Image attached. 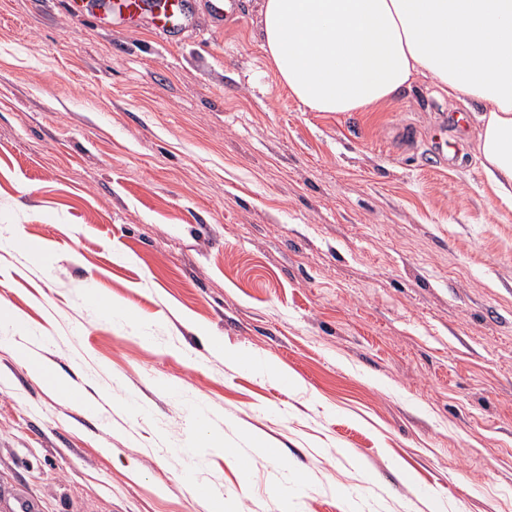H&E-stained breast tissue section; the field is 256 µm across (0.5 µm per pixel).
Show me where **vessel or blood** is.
<instances>
[{
  "label": "vessel or blood",
  "mask_w": 512,
  "mask_h": 512,
  "mask_svg": "<svg viewBox=\"0 0 512 512\" xmlns=\"http://www.w3.org/2000/svg\"><path fill=\"white\" fill-rule=\"evenodd\" d=\"M241 0H208L205 19L215 26L240 14ZM72 16H91L103 27L115 22L128 25L147 20L151 28L170 42L182 41L189 31L196 29L199 18L193 0H96L88 7L85 0H71ZM0 512H41L38 499L11 488H0Z\"/></svg>",
  "instance_id": "vessel-or-blood-1"
}]
</instances>
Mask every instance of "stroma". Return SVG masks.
Listing matches in <instances>:
<instances>
[{
    "mask_svg": "<svg viewBox=\"0 0 512 512\" xmlns=\"http://www.w3.org/2000/svg\"><path fill=\"white\" fill-rule=\"evenodd\" d=\"M243 2L170 44L0 0V226L42 243L0 242V297L47 367L0 349V486L42 512H207L193 483L224 512H512V205L473 110L427 79L306 110Z\"/></svg>",
    "mask_w": 512,
    "mask_h": 512,
    "instance_id": "1",
    "label": "stroma"
}]
</instances>
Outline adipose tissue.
<instances>
[{
  "instance_id": "1",
  "label": "adipose tissue",
  "mask_w": 512,
  "mask_h": 512,
  "mask_svg": "<svg viewBox=\"0 0 512 512\" xmlns=\"http://www.w3.org/2000/svg\"><path fill=\"white\" fill-rule=\"evenodd\" d=\"M262 47L313 112H373L418 78L475 104L485 178L512 202V0H260Z\"/></svg>"
}]
</instances>
